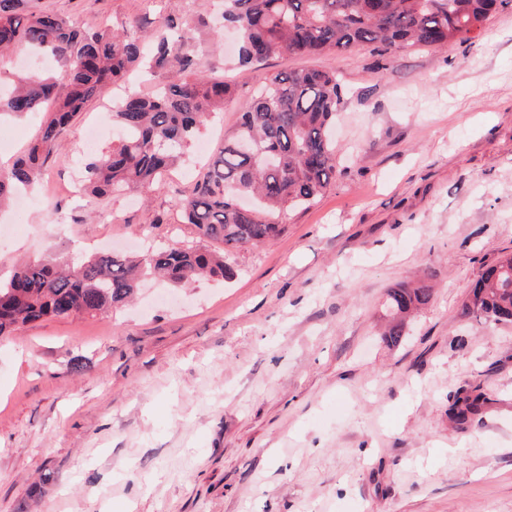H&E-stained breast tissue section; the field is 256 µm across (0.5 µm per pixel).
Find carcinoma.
<instances>
[{"label": "carcinoma", "mask_w": 512, "mask_h": 512, "mask_svg": "<svg viewBox=\"0 0 512 512\" xmlns=\"http://www.w3.org/2000/svg\"><path fill=\"white\" fill-rule=\"evenodd\" d=\"M30 0H0V64L24 49L48 53L60 65L56 76L27 75L5 96L0 117L46 113L36 136L11 167L0 172V208L16 192L40 181L45 163L63 141L70 120L102 88L136 66L177 67L179 83L152 95L131 92L112 105V123L125 131L119 146L90 158L82 189L109 196L149 188L175 165L212 115L224 109L227 84L198 74L190 45L169 40L170 17L157 30L155 48L108 29L87 30ZM503 0H224L221 21L240 39L239 63H260L279 55L310 56L360 48L400 51L448 48L480 27ZM339 84L327 70L281 72L245 105L238 127L195 180L177 208L212 249L171 246L140 259L102 253L71 264L43 259L15 267L0 280V338L43 318L97 315L124 306L135 294L143 270L178 287L200 276L230 279L226 256L271 242L283 230L280 218L309 206L336 174L329 128L336 115ZM428 288H393L386 294L385 340L408 335L407 317L427 304ZM461 316L512 324V254L487 267L463 303ZM490 399L460 389L448 408L463 426L482 415Z\"/></svg>", "instance_id": "1"}]
</instances>
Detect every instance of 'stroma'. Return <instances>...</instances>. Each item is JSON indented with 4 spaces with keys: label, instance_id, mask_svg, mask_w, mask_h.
Wrapping results in <instances>:
<instances>
[{
    "label": "stroma",
    "instance_id": "35a3bbf8",
    "mask_svg": "<svg viewBox=\"0 0 512 512\" xmlns=\"http://www.w3.org/2000/svg\"><path fill=\"white\" fill-rule=\"evenodd\" d=\"M84 28L148 38L179 15L224 110L149 196L70 191L119 142L115 89L88 103L41 187L0 214V272L53 253L140 255L197 244L175 206L274 74L336 73V176L288 211L232 279L144 282L109 314L49 318L0 339V512H512V325L460 309L512 253V6L452 47L282 56L238 65L209 0H32ZM0 123V165L41 124ZM110 127L96 148L92 122ZM57 202L42 205L44 196ZM429 303L399 345L392 288ZM493 400L454 426L457 390Z\"/></svg>",
    "mask_w": 512,
    "mask_h": 512
}]
</instances>
